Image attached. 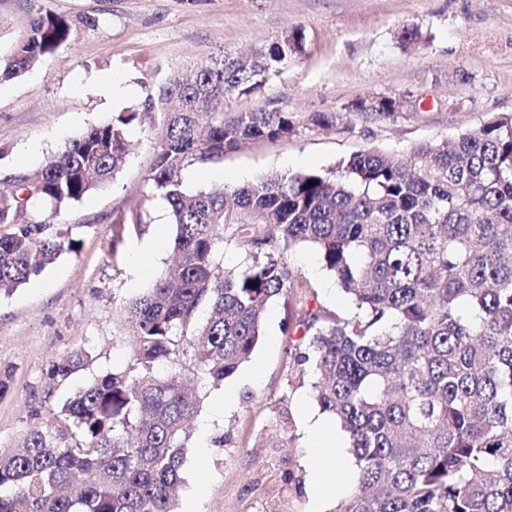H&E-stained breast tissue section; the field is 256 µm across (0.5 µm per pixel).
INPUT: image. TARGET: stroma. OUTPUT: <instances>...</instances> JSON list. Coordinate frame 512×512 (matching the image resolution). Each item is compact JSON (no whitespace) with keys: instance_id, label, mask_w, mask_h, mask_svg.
I'll return each mask as SVG.
<instances>
[{"instance_id":"obj_1","label":"stroma","mask_w":512,"mask_h":512,"mask_svg":"<svg viewBox=\"0 0 512 512\" xmlns=\"http://www.w3.org/2000/svg\"><path fill=\"white\" fill-rule=\"evenodd\" d=\"M46 11L91 14L100 24L78 29L42 64L0 85V188L61 154L87 127L140 106L171 73L204 65L218 48L246 51L297 27L303 49L278 76L224 99L228 112L296 115V134L185 168L190 189L231 191L270 173L326 172L368 150L400 159L512 113V0H0V62L30 18ZM408 29L417 33L410 42L402 39ZM382 95L403 98V110L344 120L356 101ZM314 113L340 120L318 129L306 123ZM129 138L132 152L114 182L59 217L76 250L0 296V377L8 384L0 396V458L16 453L76 389L125 365L132 344L126 306L171 259L168 208L147 197L158 126L137 119ZM139 205L144 231L114 242L113 217ZM136 254L149 274L133 264ZM286 260L325 312L350 313L316 249L291 247ZM287 319L283 300L270 303L260 341L236 374L218 386L199 380L176 512H315L305 462L308 419L321 411L309 381L289 363ZM81 342L93 362L66 381L52 379L54 364Z\"/></svg>"}]
</instances>
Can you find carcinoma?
Here are the masks:
<instances>
[{
	"label": "carcinoma",
	"mask_w": 512,
	"mask_h": 512,
	"mask_svg": "<svg viewBox=\"0 0 512 512\" xmlns=\"http://www.w3.org/2000/svg\"><path fill=\"white\" fill-rule=\"evenodd\" d=\"M98 24L32 18L0 83L39 65L76 27ZM300 49L295 31L254 50L250 64L222 50L0 192V292L9 293L75 249L55 219L116 178L130 155L127 126L158 110L147 182L169 206L175 260L128 305L127 366L77 389L20 452L0 458V512H175L199 412L191 385L232 377L281 297L284 332L308 341L289 359L355 459L357 483L337 512H512V115L401 160L368 151L330 172L267 174L230 192L185 186L188 166L296 133L293 115L226 112L224 98L262 88ZM396 102L355 108L390 118ZM114 223L116 245L142 213ZM232 239L246 259L226 269L220 252ZM293 244L319 252L351 298L349 314L309 307L283 258ZM92 360L80 346L52 376Z\"/></svg>",
	"instance_id": "1"
}]
</instances>
